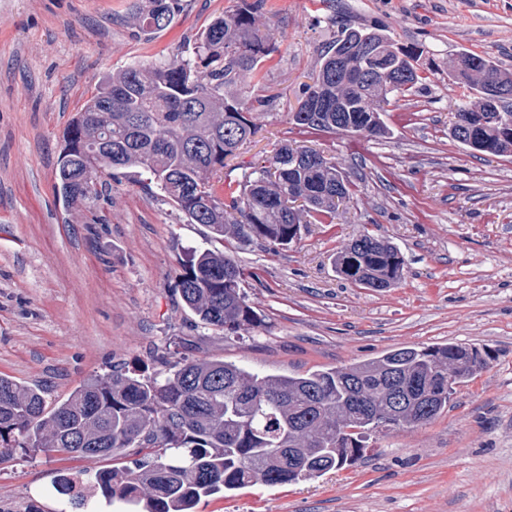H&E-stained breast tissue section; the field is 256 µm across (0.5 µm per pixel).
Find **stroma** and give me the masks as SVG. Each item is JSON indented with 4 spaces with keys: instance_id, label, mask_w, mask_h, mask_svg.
<instances>
[{
    "instance_id": "stroma-1",
    "label": "stroma",
    "mask_w": 512,
    "mask_h": 512,
    "mask_svg": "<svg viewBox=\"0 0 512 512\" xmlns=\"http://www.w3.org/2000/svg\"><path fill=\"white\" fill-rule=\"evenodd\" d=\"M142 0H0V375L65 399L118 365L151 375L182 356L291 375L399 347L455 343L487 366L434 421L369 442L362 459L293 484L257 483L196 512H512V155L450 135L465 89L448 62L467 49L512 69V0H265L271 48L227 93L276 95L251 113L256 135L224 178L263 165L285 142L336 163L354 195L334 223L288 248L227 240L264 325L240 338L186 310L177 278L207 227L124 171L108 196L65 208L55 190L64 134L107 73L173 63L236 0H179L173 22L140 34ZM391 31L422 47L421 84L395 97L388 133L303 132L291 121L338 23ZM405 256L392 288H359L332 257L363 232ZM100 461L17 452L0 464V512H58L60 475Z\"/></svg>"
}]
</instances>
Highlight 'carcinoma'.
Returning <instances> with one entry per match:
<instances>
[{
  "label": "carcinoma",
  "mask_w": 512,
  "mask_h": 512,
  "mask_svg": "<svg viewBox=\"0 0 512 512\" xmlns=\"http://www.w3.org/2000/svg\"><path fill=\"white\" fill-rule=\"evenodd\" d=\"M177 0H147L136 17L145 33L174 17ZM264 0H240L212 20L189 57L174 64L135 63L104 76L72 120L56 171L63 204L104 195L114 170L146 177L192 224L213 238L260 240L283 248L301 228L336 219V180L351 182L322 153L281 146L266 164L224 192V159L255 134L247 117L272 104L224 96L269 53L256 28ZM346 52L341 67L334 56ZM423 50L381 28L346 26L319 59L330 104L322 123L304 126L314 85L291 113L298 129L338 130L380 138L391 99L420 81ZM395 67L398 75L387 74ZM512 86V71L494 58L462 50L448 79L470 90L454 118L482 107L488 79ZM345 124L336 126V113ZM112 146V164L92 154ZM336 272L360 288L396 284L405 258L387 239L363 234L336 253ZM244 270L218 248L191 251L178 287L183 306L206 326L236 335L264 323L243 290ZM459 344L403 347L349 365L297 375L261 374L217 358L183 357L158 375L113 367L47 407L45 391L0 376V462L17 450L112 459V466L64 476L55 484L61 512L88 507L89 486L133 512H193L204 498L249 484L296 483L355 464L368 440L425 425L448 409L456 387L485 363Z\"/></svg>",
  "instance_id": "cac0c4a2"
}]
</instances>
